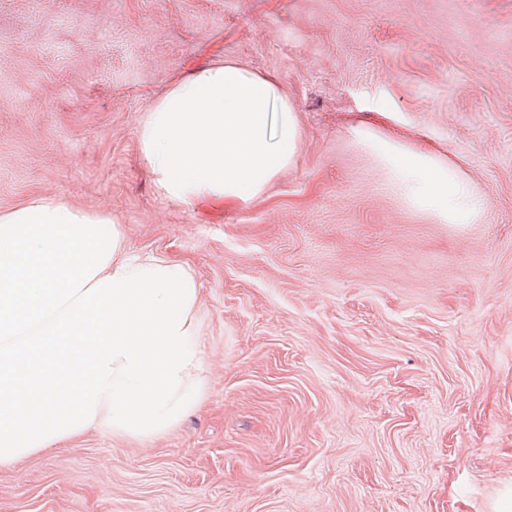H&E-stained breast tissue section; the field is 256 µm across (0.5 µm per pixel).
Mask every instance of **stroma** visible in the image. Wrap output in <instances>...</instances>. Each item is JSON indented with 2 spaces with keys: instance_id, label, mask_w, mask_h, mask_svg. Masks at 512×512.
Masks as SVG:
<instances>
[{
  "instance_id": "35a3bbf8",
  "label": "stroma",
  "mask_w": 512,
  "mask_h": 512,
  "mask_svg": "<svg viewBox=\"0 0 512 512\" xmlns=\"http://www.w3.org/2000/svg\"><path fill=\"white\" fill-rule=\"evenodd\" d=\"M274 76L301 131L255 199L167 198L138 145L182 76ZM453 166L409 206L368 139ZM109 215L199 286L202 396L0 468V512H495L512 490V0H0V214ZM368 141L389 168L391 187L409 204L442 223L472 224L480 218L482 200L454 167L433 155L410 152L390 141Z\"/></svg>"
}]
</instances>
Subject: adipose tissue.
<instances>
[{
	"mask_svg": "<svg viewBox=\"0 0 512 512\" xmlns=\"http://www.w3.org/2000/svg\"><path fill=\"white\" fill-rule=\"evenodd\" d=\"M169 198L249 201L292 163L296 111L281 84L234 63L172 85L138 129ZM391 186L448 224L481 199L430 154L374 141ZM199 288L181 265L133 252L110 217L36 197L0 214V466L102 427L150 439L201 395Z\"/></svg>",
	"mask_w": 512,
	"mask_h": 512,
	"instance_id": "1",
	"label": "adipose tissue"
}]
</instances>
